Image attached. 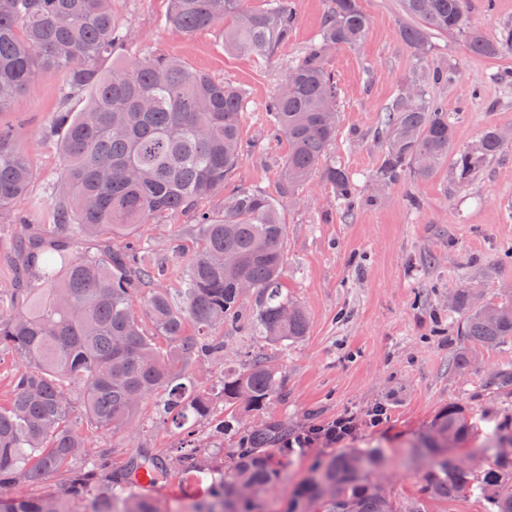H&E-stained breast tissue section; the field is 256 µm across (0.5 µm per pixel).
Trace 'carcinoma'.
Segmentation results:
<instances>
[{
  "label": "carcinoma",
  "instance_id": "1",
  "mask_svg": "<svg viewBox=\"0 0 512 512\" xmlns=\"http://www.w3.org/2000/svg\"><path fill=\"white\" fill-rule=\"evenodd\" d=\"M246 2L169 0L166 24L189 35L221 26L224 47L275 57L297 24L295 0H264L259 9ZM403 6L411 22L400 37L420 58L431 34L467 28L468 0H403ZM369 24L359 0H328L319 38L282 67L266 105L269 136L288 143L277 195L237 189L215 213L206 204L224 190L243 156L237 87L154 50L119 58L132 33L115 0H0V111L29 90L42 69L63 75L64 100H85L79 112L60 107L45 130V137L58 139L63 161L51 191L52 224L0 247L15 267L12 287L0 294V353H12L17 363L11 396L0 405V489L57 479L56 488L40 494L0 497V512H160L152 493L137 485L139 473L154 484L174 470L202 473L206 447L223 455L225 468L214 470L218 477L188 512H255L239 490L256 498L264 493L277 477L273 449L288 441L294 426L280 418L243 428L217 411L216 402L266 410L283 397V364L254 354L225 368L210 392L193 390L192 371L224 354V342L209 330L242 316L241 280L252 287L262 342L286 351L306 336L307 313L283 284L288 224L282 211L301 201L314 175L344 209L361 199L350 174L327 161L336 140L338 86L326 61L332 50L358 45ZM467 47L484 57L512 51V24L491 38L470 32ZM454 79L435 70L387 110L376 180L426 176L448 158L453 127L423 83ZM505 142L498 129H487L474 149L458 152L457 180L472 179ZM32 178L16 132L0 127V214L25 196ZM179 212L195 217L200 247L183 287L146 297L142 317L136 302L160 267L144 243L114 249L107 240ZM88 239L104 245L94 255L77 253ZM451 305L462 314L457 333L469 342L457 365H468L478 348L512 338V293L484 302L465 286ZM490 384L512 393V367L494 371ZM150 397L174 422L209 420L205 444L176 455L144 449L122 468L103 471L87 432L139 436L140 410ZM474 430L462 407L440 412L421 444L430 464L413 501L396 504L383 492L373 479L374 455L344 453L301 490L299 512L311 506L317 512H428L427 501L466 493L477 495L483 512H512V496L500 493L512 485L511 460L478 474L467 462L448 459V445L467 442Z\"/></svg>",
  "mask_w": 512,
  "mask_h": 512
}]
</instances>
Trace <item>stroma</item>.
<instances>
[{
  "label": "stroma",
  "mask_w": 512,
  "mask_h": 512,
  "mask_svg": "<svg viewBox=\"0 0 512 512\" xmlns=\"http://www.w3.org/2000/svg\"><path fill=\"white\" fill-rule=\"evenodd\" d=\"M122 21L134 32L122 58L144 49L181 59L192 69L241 87L244 156L230 188L277 189L280 162L288 150L283 140L268 136L266 103L280 68L317 36L327 0H296L298 22L288 45L274 59L249 52H228L220 28L192 35L168 27V0H118ZM370 25L362 42L340 47L328 68L340 89L339 126L329 158L358 185L362 201L352 212L336 206L332 192L312 178L300 206L287 208L288 294L306 310L307 335L289 346L287 355L264 347L251 325L223 330L224 358L197 371L198 389L214 385L224 367L241 365L246 352L265 351L286 367L285 396L267 413L235 409L243 423L259 424L267 416L288 417L295 426L323 425L352 415L361 426L342 449L316 445L303 456H279V476L263 493V512H288L300 487L315 469L339 451L375 450L387 461L376 471L398 500L419 497L425 464L409 459L412 444L427 436L440 411L455 403L481 417L482 431L512 419V396L489 392L493 369L512 366V343L479 350L470 364L454 363L466 341L456 332L459 313L448 304L455 288H477L492 301L512 289V55L483 58L467 49L466 36L451 32L433 36L425 59L402 41L409 18L402 0H360ZM471 29L490 36L512 23V0H470ZM444 67L455 73L448 85L430 86L454 124L452 151L475 145L491 127L502 131L503 150L469 184L454 179L453 162L445 160L424 177L406 175L395 184L379 185L373 175L382 153L377 133L385 110L421 67ZM63 78L40 71L33 87L0 111V124L16 127L31 157L34 179L28 198L14 212L31 224L48 221L47 211H32L45 201L61 171V157L43 131L62 103ZM136 238L149 245L165 268L152 289L180 288L187 260L197 246L191 214L168 215L138 225ZM384 405L386 421L365 427L368 413ZM146 427L139 441L118 434H99L92 443L109 468L121 466L142 449L174 452L189 433L204 437L207 420L184 426L166 422L154 400L145 401ZM210 483L170 473L155 490L163 512H175Z\"/></svg>",
  "instance_id": "stroma-1"
}]
</instances>
